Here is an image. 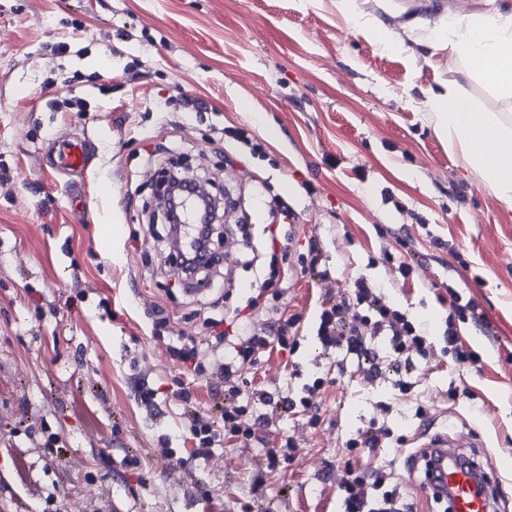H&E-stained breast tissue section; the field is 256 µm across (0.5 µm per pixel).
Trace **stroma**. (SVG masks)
I'll use <instances>...</instances> for the list:
<instances>
[{
	"label": "stroma",
	"instance_id": "obj_1",
	"mask_svg": "<svg viewBox=\"0 0 512 512\" xmlns=\"http://www.w3.org/2000/svg\"><path fill=\"white\" fill-rule=\"evenodd\" d=\"M358 5L372 27L414 23L405 47L353 29L335 0H0V512H339L335 465L372 420L393 437L353 464L391 465L415 512H445L405 468L425 428L477 434L499 512H512V203L462 166L427 112L450 88L512 129V93L429 45L443 10L511 14L512 0ZM79 137L98 144L92 171L41 172L48 145ZM175 156L235 201L221 267L194 295L164 270V226L146 227L152 177ZM273 193L293 211L277 228L291 253L277 282L304 327L294 356H262L244 376L274 398L328 383L314 429L305 413L258 406L268 446L290 437L298 451L256 491L255 444L223 443L200 464L181 453L176 371L151 325L163 308L171 335L196 337L212 362L204 320L245 307L263 281L246 260L264 245ZM313 242L327 279L297 261ZM386 251L413 275L384 264ZM358 277L427 330L429 357L388 362L382 336L373 362L322 350L320 304ZM454 293L498 335L491 348L481 325L459 324L480 355L465 369L443 350ZM138 379L158 388L155 406L136 401ZM163 440L175 456H155Z\"/></svg>",
	"mask_w": 512,
	"mask_h": 512
}]
</instances>
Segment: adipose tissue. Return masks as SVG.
Returning <instances> with one entry per match:
<instances>
[{
    "label": "adipose tissue",
    "mask_w": 512,
    "mask_h": 512,
    "mask_svg": "<svg viewBox=\"0 0 512 512\" xmlns=\"http://www.w3.org/2000/svg\"><path fill=\"white\" fill-rule=\"evenodd\" d=\"M432 44L450 48L474 64L492 84L512 91V16H490L475 22L445 14ZM428 110L435 132L457 143L464 167L505 202H512V132H506L497 113L476 112L452 92L431 94Z\"/></svg>",
    "instance_id": "1"
}]
</instances>
